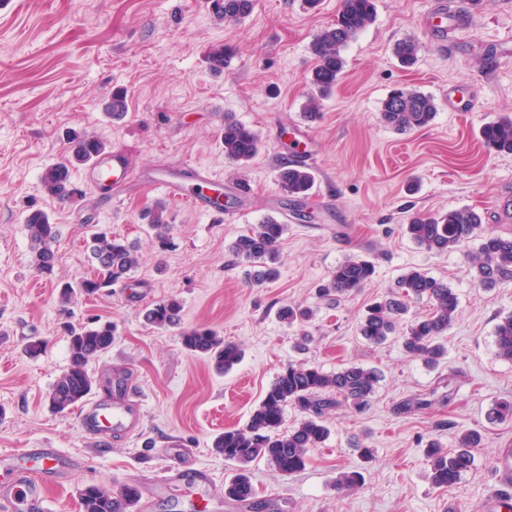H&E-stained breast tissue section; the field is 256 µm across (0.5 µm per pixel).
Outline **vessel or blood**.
<instances>
[{"label": "vessel or blood", "mask_w": 512, "mask_h": 512, "mask_svg": "<svg viewBox=\"0 0 512 512\" xmlns=\"http://www.w3.org/2000/svg\"><path fill=\"white\" fill-rule=\"evenodd\" d=\"M87 175L98 186L116 189L130 182L131 168L122 154H102L93 161ZM207 179V173L200 167L185 165L156 179L155 184L174 196H188L196 209L212 213L216 207L209 194L187 192L189 184H202ZM81 421L85 433L99 441L112 435L134 434L141 425L139 413L122 397L88 404ZM63 460V455L54 448L1 450L0 477H8L13 489L8 497L0 499V512H37L42 506L49 476Z\"/></svg>", "instance_id": "1"}]
</instances>
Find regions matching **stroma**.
I'll list each match as a JSON object with an SVG mask.
<instances>
[{
	"label": "stroma",
	"instance_id": "obj_1",
	"mask_svg": "<svg viewBox=\"0 0 512 512\" xmlns=\"http://www.w3.org/2000/svg\"><path fill=\"white\" fill-rule=\"evenodd\" d=\"M440 0H377L374 22L343 52L344 74L316 121L301 118L314 67L310 45L335 22L341 0H254L251 13L227 22L202 0H0V448H55L72 463L47 486L49 512H80L78 489L139 484L161 475L167 453L189 452L207 469L210 493L191 475L175 493H158L149 512H484L501 448L512 444V418L487 423L497 402L512 400V362L501 359L495 326L512 314V283L476 287L469 272L478 241L445 252L425 250L403 231L414 215L469 207L490 230L511 233L500 211L512 199V155L489 150L481 129L512 116V0H473L465 32L438 46L424 22ZM419 44L417 60L402 68L395 56L404 38ZM219 46L232 52L222 72L208 66ZM474 98L470 112L449 111L448 88ZM398 87L435 98L438 112L426 127L406 133L380 119ZM130 102L112 119L105 105L114 90ZM253 129L257 156L244 167L224 159L225 114ZM104 140L126 155L135 179L106 198L89 183L85 167L71 178L83 195L72 202L47 196L44 170L64 160L71 133ZM312 160L315 186L301 221L284 198L278 171L294 152ZM181 164L203 167L224 189L233 217L198 211L157 189L154 177ZM167 208L175 246L156 257L142 219L156 202ZM45 211L58 225L55 280L37 275L24 218ZM288 224L280 245L279 275L248 281L233 242L267 215ZM107 230L138 246L139 266L128 283L79 298L59 312L58 283L93 276L86 242ZM359 256L375 266L371 282L340 301L319 298L318 287L336 265ZM442 280L460 297L459 315L446 337L448 355L429 368L398 341L375 346L359 334L373 301L386 298L407 270ZM182 305V326L216 329L244 357L226 374L185 350L179 330L143 318L146 305L167 297ZM315 311L304 324L277 317L283 305ZM112 322L111 349L89 364L106 395L108 381L135 389L143 419L136 435L96 442L78 410L54 412L48 393L68 365L65 323ZM307 335L305 355L294 339ZM46 348L31 357L25 345ZM333 371L350 363L378 369L382 380L370 409L330 414L331 433L310 449L309 463L285 476L266 462L252 466L256 507L225 499L233 467L212 449L214 437L242 426L276 377L297 358ZM454 382L452 402L411 413L401 403ZM482 429L483 445L471 471L450 490L432 486L425 443L453 448L461 432ZM374 451L365 459L362 449ZM359 471L353 492L336 490L342 471Z\"/></svg>",
	"mask_w": 512,
	"mask_h": 512
}]
</instances>
